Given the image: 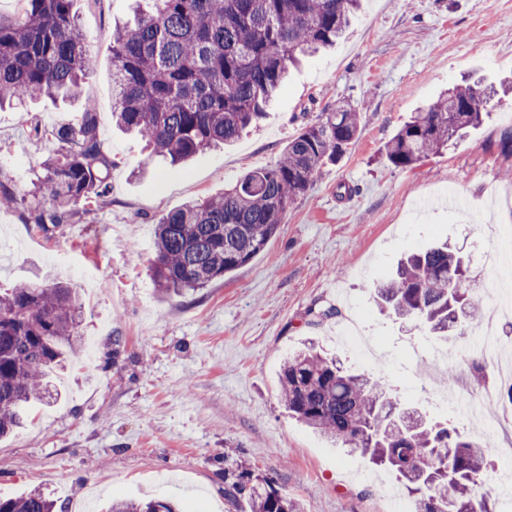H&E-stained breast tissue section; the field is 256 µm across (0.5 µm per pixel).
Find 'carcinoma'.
Segmentation results:
<instances>
[{
	"instance_id": "carcinoma-1",
	"label": "carcinoma",
	"mask_w": 512,
	"mask_h": 512,
	"mask_svg": "<svg viewBox=\"0 0 512 512\" xmlns=\"http://www.w3.org/2000/svg\"><path fill=\"white\" fill-rule=\"evenodd\" d=\"M0 14V106L60 94L75 98L87 75V35L71 0H20ZM134 25L112 32V119L173 164L233 143L265 114L298 55L336 44L359 0H152ZM485 91L455 85L411 116L387 146L409 167L437 154L481 122ZM359 134V112L338 103L288 139L279 162L252 170L202 204H188L156 225L153 281L168 294L207 287L256 257L275 236L288 205L308 192L322 166L335 163ZM59 145L34 190L0 180V197L46 235L106 201L114 161L86 102L79 117L44 131ZM464 270L448 243L404 259L375 284L381 311L416 320L442 336L472 320ZM82 303L60 282H21L0 290V437L20 427L48 392L46 380L80 351ZM288 412L373 464L399 475L414 512H497L498 491L483 479V445L446 423H427L398 407L386 383L310 347L284 363ZM451 458L448 482L442 461ZM224 499L237 512H300L271 480L246 463L224 468ZM38 489L0 497V512H54ZM106 512H179L170 499L112 501Z\"/></svg>"
}]
</instances>
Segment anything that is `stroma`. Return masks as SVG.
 <instances>
[{"instance_id":"stroma-1","label":"stroma","mask_w":512,"mask_h":512,"mask_svg":"<svg viewBox=\"0 0 512 512\" xmlns=\"http://www.w3.org/2000/svg\"><path fill=\"white\" fill-rule=\"evenodd\" d=\"M131 0H74L89 38L78 101L44 99L0 110V175L30 190L56 144L45 129L97 112L116 161L107 205L47 236L20 210L0 209V288L35 276L73 283L69 269L95 270L80 288L83 350L53 376L55 390L30 421L0 439V495L40 488L63 512L111 500L173 498L184 512H228L224 452L304 512H390L392 471L333 447L289 417L279 376L288 355L315 341L355 370L383 377L402 406L449 422L481 442L512 512V456L486 418L511 410L512 380L499 374L498 338L512 334V0H362L328 52L293 69L266 118L232 146L170 167L112 122V31L132 20ZM478 82L490 98L479 127L413 166L385 147L412 112L441 91ZM359 112L357 140L324 165L291 204L278 233L248 264L182 296L162 298L150 278L155 228L168 212L204 202L248 170L274 166L282 147L336 102ZM452 185L463 208L434 203ZM446 241L469 261L478 313L463 333L440 339L415 321L380 311L373 283L408 253ZM363 307L379 358L354 357L336 330ZM332 309L317 320L316 312ZM125 340L113 350V337ZM455 386L458 400L438 390Z\"/></svg>"}]
</instances>
